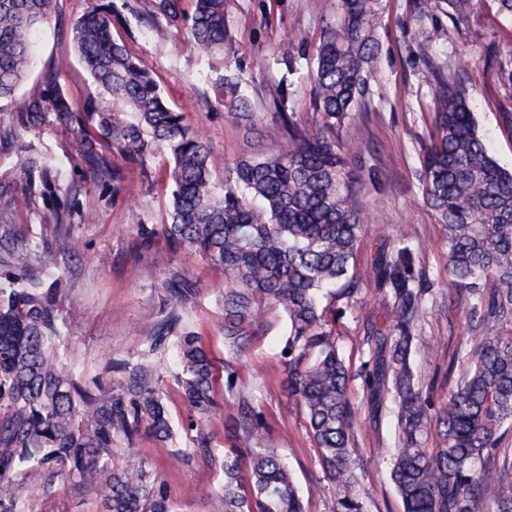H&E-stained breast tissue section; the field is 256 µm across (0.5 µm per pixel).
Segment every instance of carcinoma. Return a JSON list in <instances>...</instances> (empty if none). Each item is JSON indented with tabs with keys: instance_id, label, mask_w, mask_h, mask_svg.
<instances>
[{
	"instance_id": "1",
	"label": "carcinoma",
	"mask_w": 512,
	"mask_h": 512,
	"mask_svg": "<svg viewBox=\"0 0 512 512\" xmlns=\"http://www.w3.org/2000/svg\"><path fill=\"white\" fill-rule=\"evenodd\" d=\"M156 0L157 13L178 21L198 55L212 61L233 49L226 23L228 0ZM478 0H444L447 15L464 21ZM55 0H0V102L26 78L35 35ZM380 0H341L339 17L323 32L312 75L322 122L299 125L293 114L272 116L268 135L281 150L242 157L216 171L207 141L183 123L136 56L112 40V0L94 2L76 21L73 40L83 67L110 99L136 119L118 123L106 101L72 103L50 72L14 113L30 129L52 114L77 132L87 160L99 164L97 140L130 154L168 155L172 185L170 237L224 273V339L243 352L285 322L281 350L288 397L305 414L326 478L336 489L331 512H368L367 463L356 440V401L375 420L390 410L397 421L390 478L403 512H512V453L501 447L512 425V171L502 167L478 134L457 74L435 63L432 37L419 43L432 68L434 132L424 147L423 201L436 213L448 244V282L468 320L487 327L471 338L463 369L442 411L435 409L411 365L428 288L409 244L387 242L361 271L355 266L365 209L350 191L347 156L336 123L363 97L377 55ZM214 98L237 110L249 129L259 122L228 79L212 85ZM36 158L21 167L27 184ZM10 254L28 251V239L4 231ZM492 280L489 288L481 280ZM383 295L382 317H371L362 338L363 361L353 372L336 337V320L358 305L362 281ZM195 293L182 280L168 288V315L157 347L176 328L179 311ZM66 289L53 282L0 286V512H20L27 493L68 487L102 492L103 512H174L161 482L141 462L112 469V443L132 441L145 429L168 438L171 427L151 370L140 364L117 382L83 381L58 355ZM177 381L191 413L184 428L198 448L208 447L218 388L240 393L236 371L220 376L202 337L182 333L176 345ZM260 417L242 402L236 424L253 448L224 452V512H308L288 463L270 437L257 436ZM439 446H429L431 428Z\"/></svg>"
}]
</instances>
